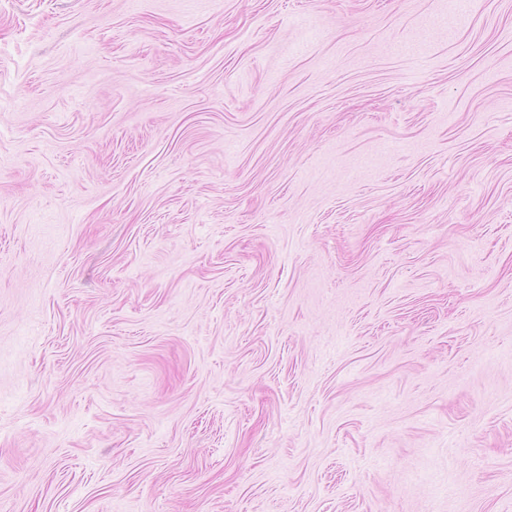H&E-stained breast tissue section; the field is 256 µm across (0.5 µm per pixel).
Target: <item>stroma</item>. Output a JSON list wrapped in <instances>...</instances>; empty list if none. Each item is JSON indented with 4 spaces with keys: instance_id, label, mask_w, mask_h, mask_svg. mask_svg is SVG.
I'll list each match as a JSON object with an SVG mask.
<instances>
[{
    "instance_id": "stroma-1",
    "label": "stroma",
    "mask_w": 512,
    "mask_h": 512,
    "mask_svg": "<svg viewBox=\"0 0 512 512\" xmlns=\"http://www.w3.org/2000/svg\"><path fill=\"white\" fill-rule=\"evenodd\" d=\"M0 512H512V0H0Z\"/></svg>"
}]
</instances>
